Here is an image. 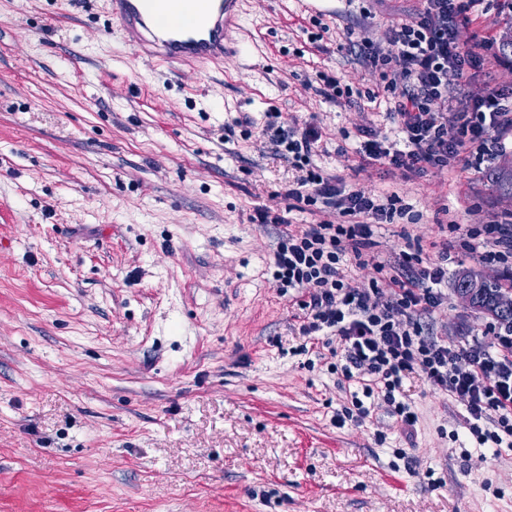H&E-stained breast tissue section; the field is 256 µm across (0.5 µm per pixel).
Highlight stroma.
<instances>
[{
    "instance_id": "1",
    "label": "stroma",
    "mask_w": 512,
    "mask_h": 512,
    "mask_svg": "<svg viewBox=\"0 0 512 512\" xmlns=\"http://www.w3.org/2000/svg\"><path fill=\"white\" fill-rule=\"evenodd\" d=\"M419 7L337 0L315 42L302 0H245L261 49L205 75L123 48L104 0H0V512H512V454L462 457L464 405L418 374L414 437L383 407L336 426L337 358L265 272L282 221L315 220L289 211L293 167L257 136L271 107L320 122L324 174L412 204L417 223L378 226L384 259L512 209L489 178L512 146L463 174L357 169L358 127H392L362 54ZM484 8L462 46L512 36ZM321 71L353 96H317ZM468 270L494 276L452 254L425 320L451 344L489 321L454 291Z\"/></svg>"
}]
</instances>
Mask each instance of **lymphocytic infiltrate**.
<instances>
[{"mask_svg": "<svg viewBox=\"0 0 512 512\" xmlns=\"http://www.w3.org/2000/svg\"><path fill=\"white\" fill-rule=\"evenodd\" d=\"M483 0H421L415 17L390 23L382 45L365 58L378 71L387 94L394 138H377L359 128L362 165H385L401 174L427 169H480L512 141V92L488 88L484 95L453 106L452 93L472 70L504 63L501 41L482 35L460 47L457 27ZM261 135L288 156L296 179L285 192L289 209L323 206L332 217L282 230L268 272L280 293L305 291L298 330L304 336L336 337L345 381L355 383L349 407L337 423L364 422L372 406L386 405L413 436L418 415L399 399L403 380L421 374L436 390L463 401L467 429L494 455L512 451V325L492 322L471 339L448 344L425 332L421 317L442 305L450 248L478 254L512 282V212L472 227L449 221V241L432 252L401 251L378 261L374 228L411 217L412 207L397 191L376 192L346 185L315 164L322 139L316 122L284 126L270 109ZM373 265L378 278L357 286L352 265Z\"/></svg>", "mask_w": 512, "mask_h": 512, "instance_id": "1", "label": "lymphocytic infiltrate"}]
</instances>
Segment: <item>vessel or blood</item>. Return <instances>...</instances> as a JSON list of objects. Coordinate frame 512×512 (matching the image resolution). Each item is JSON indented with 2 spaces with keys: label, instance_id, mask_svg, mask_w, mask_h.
I'll return each mask as SVG.
<instances>
[{
  "label": "vessel or blood",
  "instance_id": "1",
  "mask_svg": "<svg viewBox=\"0 0 512 512\" xmlns=\"http://www.w3.org/2000/svg\"><path fill=\"white\" fill-rule=\"evenodd\" d=\"M107 14L122 44L174 70L223 66L254 42L243 0H107Z\"/></svg>",
  "mask_w": 512,
  "mask_h": 512
}]
</instances>
